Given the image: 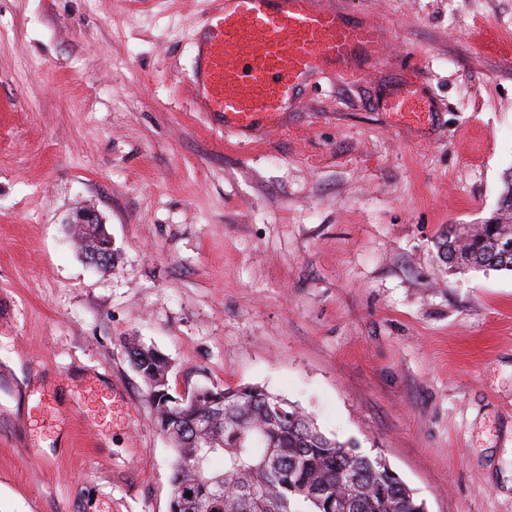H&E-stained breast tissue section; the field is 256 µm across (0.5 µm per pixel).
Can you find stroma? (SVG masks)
I'll use <instances>...</instances> for the list:
<instances>
[{
  "mask_svg": "<svg viewBox=\"0 0 512 512\" xmlns=\"http://www.w3.org/2000/svg\"><path fill=\"white\" fill-rule=\"evenodd\" d=\"M331 2L386 54L268 137L193 108L214 0H0V512H169L133 341L171 391L297 404L428 512H512V272L437 251L512 173V0ZM407 81L431 109L400 125ZM127 353L130 362L145 381L156 384L155 390L165 388L161 382L167 378L170 364L164 356L153 348L135 342L129 344Z\"/></svg>",
  "mask_w": 512,
  "mask_h": 512,
  "instance_id": "obj_1",
  "label": "stroma"
}]
</instances>
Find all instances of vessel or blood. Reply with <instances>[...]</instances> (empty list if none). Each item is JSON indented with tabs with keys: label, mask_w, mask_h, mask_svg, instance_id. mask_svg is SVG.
<instances>
[{
	"label": "vessel or blood",
	"mask_w": 512,
	"mask_h": 512,
	"mask_svg": "<svg viewBox=\"0 0 512 512\" xmlns=\"http://www.w3.org/2000/svg\"><path fill=\"white\" fill-rule=\"evenodd\" d=\"M202 25L195 106L218 115L225 131L237 135L279 128L305 79L324 71L345 76L357 59L374 63L385 56L376 24L350 20L320 0H224ZM391 109L403 123L421 111L413 85H404Z\"/></svg>",
	"instance_id": "obj_1"
}]
</instances>
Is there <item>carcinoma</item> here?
Wrapping results in <instances>:
<instances>
[{
	"instance_id": "1",
	"label": "carcinoma",
	"mask_w": 512,
	"mask_h": 512,
	"mask_svg": "<svg viewBox=\"0 0 512 512\" xmlns=\"http://www.w3.org/2000/svg\"><path fill=\"white\" fill-rule=\"evenodd\" d=\"M512 173L493 219L471 228L448 227L438 252L451 268L512 272ZM130 362L155 389L169 361L132 342ZM177 405L149 394L157 427L173 430L170 512H412L410 489L358 447L327 436L287 399L257 385L201 388ZM203 459L205 471L194 468ZM224 468H212L214 460ZM191 497H186V494Z\"/></svg>"
}]
</instances>
